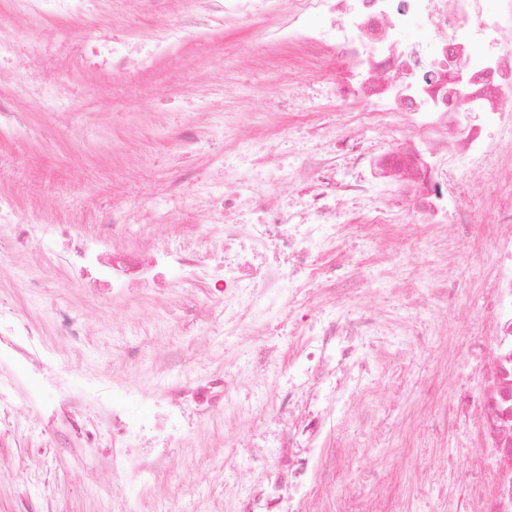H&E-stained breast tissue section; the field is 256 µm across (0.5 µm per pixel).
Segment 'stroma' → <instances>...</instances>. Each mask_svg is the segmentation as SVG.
Instances as JSON below:
<instances>
[{
  "instance_id": "obj_1",
  "label": "stroma",
  "mask_w": 512,
  "mask_h": 512,
  "mask_svg": "<svg viewBox=\"0 0 512 512\" xmlns=\"http://www.w3.org/2000/svg\"><path fill=\"white\" fill-rule=\"evenodd\" d=\"M174 19L187 38L154 52V31ZM283 21L280 0L232 19L194 0H74L71 13L48 22L0 0V40L14 46L0 55V105L19 117L0 129V325L24 322L35 331L49 369H61L87 416L113 385L135 392L183 367L198 381L247 358V342L225 338L223 322L192 319L189 302L203 293L197 282L112 295L67 267L57 227L75 238L96 236L117 212L127 245L152 235L177 246L198 225L223 223L225 168L240 174L241 192H278L280 166L301 162L343 111L330 86L334 56L300 66L287 43L270 44ZM228 112L243 149L224 146ZM453 180L467 184L458 201L476 221L456 236L468 267L447 275L456 294L448 310L407 309L404 295L427 287L438 268L436 228L402 214L388 228L387 249L365 230L341 242L361 258L369 280L391 266L401 286L361 295L359 308L388 323L444 321L448 330L393 366L375 365L354 386L365 411L336 434L337 444L355 448L336 478L337 497L384 471L396 507L440 512L444 495L461 494L478 469L492 466L471 444L474 422L457 401L480 392L481 362L492 350L487 341L472 351L470 341L495 276L488 202L503 187L495 176L461 170ZM18 222L30 227V250L13 247ZM62 309L82 316L79 341L60 336ZM24 368L0 363V512H224L225 484L256 478L238 449L224 445L231 434L247 438V424L228 429L220 416L198 424L194 441L171 452L178 480L162 473L141 487L96 472L74 454L84 445L80 433L46 427L43 384ZM443 404L448 430L436 435L430 421Z\"/></svg>"
}]
</instances>
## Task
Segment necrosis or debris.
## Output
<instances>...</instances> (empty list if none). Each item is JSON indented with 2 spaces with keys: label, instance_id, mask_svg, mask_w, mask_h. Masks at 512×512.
Segmentation results:
<instances>
[{
  "label": "necrosis or debris",
  "instance_id": "obj_1",
  "mask_svg": "<svg viewBox=\"0 0 512 512\" xmlns=\"http://www.w3.org/2000/svg\"><path fill=\"white\" fill-rule=\"evenodd\" d=\"M279 38L301 52L336 57L333 92L344 119L328 141L344 156L346 173L337 175L334 160L312 152L288 174L298 194L274 199L240 192L225 173L224 236L205 244L190 239L173 247L148 237L113 251L110 241L123 236L120 224L111 238L73 241L69 264L94 263L101 285L116 293L198 277L205 286L198 307L223 308L225 335L250 344L247 360L234 371L141 390L150 413L113 397L100 407L101 421L112 428L111 452L89 445L79 454L93 468L148 481L168 462L166 454L143 450L148 438L161 435L184 446L192 436L183 422L189 407L203 419L256 423L258 414L240 391L266 389L275 379L267 412L287 425L276 436L275 455H249L266 485L226 489L230 512H389L381 496L334 502L333 481L346 466L347 450L327 447L326 438L341 402L360 408L348 398L367 369L353 356L354 341L368 343L372 357L385 361L401 345L420 346L425 338L409 323L389 328L354 310L369 283L360 260L338 244L355 225L395 223L400 210L443 234L449 223H473L469 210L449 208L448 176L431 163L437 153L450 152L454 166L495 173L512 186V166L489 148L490 133L512 126V0H498L492 10L485 0H286ZM400 115L405 135L366 158L363 140ZM381 184L396 188L395 208L371 206ZM348 200L356 209L344 210ZM489 205L496 276L481 334L493 349L481 367L482 392L464 405L477 424L476 446L491 452L496 465L464 493L448 497L445 512H512V201L494 197ZM329 252L335 261H324ZM314 282L329 287L342 312L320 319L315 333L293 344L290 362L278 363L269 345L273 317L305 315L311 304L304 290Z\"/></svg>",
  "mask_w": 512,
  "mask_h": 512
}]
</instances>
